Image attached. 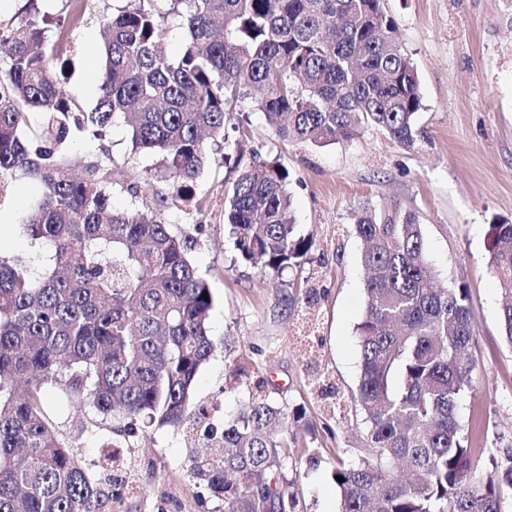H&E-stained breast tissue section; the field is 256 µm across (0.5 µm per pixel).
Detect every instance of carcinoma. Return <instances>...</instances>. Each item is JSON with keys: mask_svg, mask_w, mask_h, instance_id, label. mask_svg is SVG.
Wrapping results in <instances>:
<instances>
[{"mask_svg": "<svg viewBox=\"0 0 512 512\" xmlns=\"http://www.w3.org/2000/svg\"><path fill=\"white\" fill-rule=\"evenodd\" d=\"M185 43L172 57L153 0H124L103 20L99 96L76 112L65 90L76 21L22 15L0 22V199L21 174L41 195L22 218L33 244L51 246L33 270L0 253V512H102L106 494L60 440L49 388L132 435L139 423L182 426L196 376L216 351L213 301L188 255V237L150 208H111V169L91 161L69 173L72 139L102 141L118 119L133 150L159 154L151 178L185 204L224 125L251 99L282 140L317 146L376 126L414 144L422 108L417 71L381 0H170ZM39 116L32 126V115ZM233 183L227 223L250 266L275 276L312 245L297 234L289 171L253 155ZM365 310L356 328L361 372L354 399L364 424L357 462L332 476L339 512H503L512 453H473L457 413L474 386L477 329L463 284L437 286L418 216L365 205ZM502 293L500 325L512 347V222L488 226ZM288 413L256 396L210 440L218 459L192 473L224 512H297L288 490Z\"/></svg>", "mask_w": 512, "mask_h": 512, "instance_id": "obj_1", "label": "carcinoma"}]
</instances>
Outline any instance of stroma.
Returning a JSON list of instances; mask_svg holds the SVG:
<instances>
[{
	"instance_id": "35a3bbf8",
	"label": "stroma",
	"mask_w": 512,
	"mask_h": 512,
	"mask_svg": "<svg viewBox=\"0 0 512 512\" xmlns=\"http://www.w3.org/2000/svg\"><path fill=\"white\" fill-rule=\"evenodd\" d=\"M115 0H41L42 11L80 21L67 92L74 109L98 99L103 16ZM398 27L403 50L418 72L422 108L416 142L406 148L375 127L327 146L281 140L263 113L244 102L243 129L229 132L245 153L278 160L290 173L288 191L299 231L314 244L282 277L261 276L234 247L225 201L238 176L212 155L194 185V203L172 204L168 182L150 180L155 154L132 153L127 128L115 122L104 141L75 139L68 160L81 173L107 161L115 181L112 205L151 204L159 219L189 234L190 258L214 297L210 333L217 349L198 372L193 429L145 426L116 434L114 419L80 410L51 392L58 432L92 479L109 474L119 453L126 485L105 512H220L191 474V458L210 427H223L252 392L299 414L297 453L288 477L299 512H338L331 474L353 462L363 432L353 401L360 375L356 327L365 309L363 243L353 215L370 205L389 213L414 211L441 284L467 282L477 325L472 352L476 387L459 400L457 416L475 427L477 453L512 450V348L501 337L503 297L489 263V224L512 221V0H382ZM140 183L138 197L126 186ZM31 180L12 183L0 223V251L31 252L36 268L48 248H31L19 222L39 194Z\"/></svg>"
}]
</instances>
